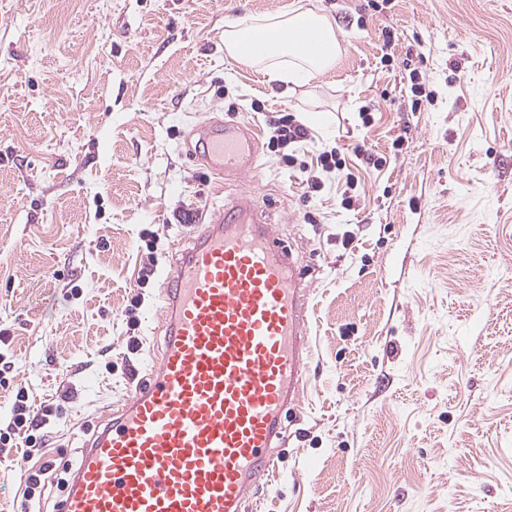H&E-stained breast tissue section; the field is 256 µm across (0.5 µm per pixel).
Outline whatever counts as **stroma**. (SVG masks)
I'll use <instances>...</instances> for the list:
<instances>
[{
    "label": "stroma",
    "mask_w": 512,
    "mask_h": 512,
    "mask_svg": "<svg viewBox=\"0 0 512 512\" xmlns=\"http://www.w3.org/2000/svg\"><path fill=\"white\" fill-rule=\"evenodd\" d=\"M300 5L335 27L333 69L288 92L227 56L225 21ZM286 110L309 131L290 164L268 148ZM208 118L255 130L257 175L194 157ZM334 148L345 173L320 168ZM244 190L315 333L246 512H512V0H0V429L23 390L45 437L0 444V512H52L25 469L76 461L156 368L181 218Z\"/></svg>",
    "instance_id": "35a3bbf8"
}]
</instances>
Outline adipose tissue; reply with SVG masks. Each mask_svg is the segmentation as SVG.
Returning a JSON list of instances; mask_svg holds the SVG:
<instances>
[{"label": "adipose tissue", "mask_w": 512, "mask_h": 512, "mask_svg": "<svg viewBox=\"0 0 512 512\" xmlns=\"http://www.w3.org/2000/svg\"><path fill=\"white\" fill-rule=\"evenodd\" d=\"M224 48L236 60L260 67L270 80L308 83L332 69L341 46L328 18L312 9H294L245 24L228 21Z\"/></svg>", "instance_id": "obj_1"}]
</instances>
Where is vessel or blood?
<instances>
[{
	"instance_id": "b4317fda",
	"label": "vessel or blood",
	"mask_w": 512,
	"mask_h": 512,
	"mask_svg": "<svg viewBox=\"0 0 512 512\" xmlns=\"http://www.w3.org/2000/svg\"><path fill=\"white\" fill-rule=\"evenodd\" d=\"M197 132L214 174L254 168L252 131L209 119ZM165 295L158 366L83 442L55 512H242L276 472L283 415L304 392L311 313L251 192L174 259Z\"/></svg>"
}]
</instances>
